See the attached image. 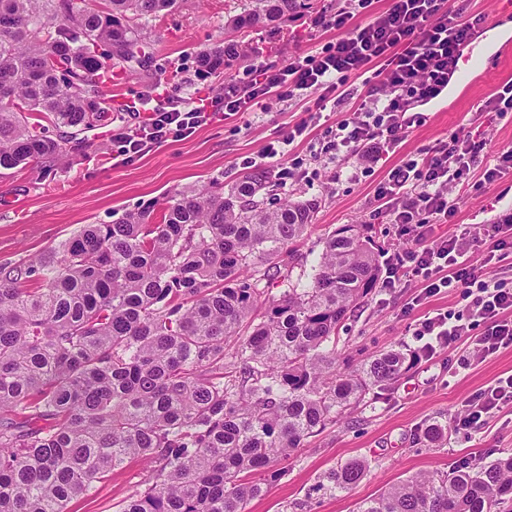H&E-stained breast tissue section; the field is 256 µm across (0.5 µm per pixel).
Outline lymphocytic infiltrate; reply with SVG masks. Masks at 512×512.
<instances>
[{
    "label": "lymphocytic infiltrate",
    "mask_w": 512,
    "mask_h": 512,
    "mask_svg": "<svg viewBox=\"0 0 512 512\" xmlns=\"http://www.w3.org/2000/svg\"><path fill=\"white\" fill-rule=\"evenodd\" d=\"M356 8L334 13L320 12L314 26L340 30L336 41L314 52L295 57L285 68L261 65L250 68L245 82L224 86V112H266L267 102L305 103L309 119L284 131L265 152L272 159L283 155L285 146L304 137L327 106H343L351 80H361L352 117L337 122L324 137L323 150L342 162L354 157L379 158L396 148L410 129L420 124L414 107L438 97L447 88L464 49L477 36L481 15L467 14L465 6H448L447 0H391L385 11L357 21ZM144 120L112 136L113 158L128 163L154 146L183 136L208 124L212 115L205 106L167 94L143 105ZM486 159L484 180L494 183L512 172V150L491 152L489 140L457 130L437 142L426 157L410 159L392 169L380 185V197L389 198V221L403 234H414L415 247L391 255L381 292L391 294L407 276L421 277L423 296L442 290L458 291L464 310L483 322L485 328L474 341V354L464 365L483 361L499 349L512 346V289L489 280L471 261L468 244L455 235H432L433 225L447 223L459 202L456 193L464 175L478 159ZM421 357L458 342L463 325L450 314L425 316L414 331ZM512 402V375L470 399L457 426L469 429L503 403Z\"/></svg>",
    "instance_id": "obj_1"
}]
</instances>
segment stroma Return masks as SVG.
I'll return each instance as SVG.
<instances>
[{"label": "stroma", "instance_id": "stroma-1", "mask_svg": "<svg viewBox=\"0 0 512 512\" xmlns=\"http://www.w3.org/2000/svg\"><path fill=\"white\" fill-rule=\"evenodd\" d=\"M299 20L283 30L256 27L243 33V44L252 53L221 75L196 74L200 51L224 39V23L240 13L244 0H181L171 15L144 25L155 40V55L147 72L115 71L108 86L107 103L112 120L87 133L97 149L69 152L60 163L26 170H0V264H24L73 236L86 224H112L127 212L151 205L162 208L176 192L200 188L215 179L232 183L241 173L244 157H257L281 132L307 120L299 102L272 103L267 114L241 112L224 115L220 102L227 81H240L252 64L273 69L285 67L295 55L335 40V29L316 30L309 20L321 10L336 11L349 0H305ZM512 80V49L499 52L490 68L466 91L457 81L448 85V108L425 112L421 125L411 129L396 151L385 154L357 178L337 175L327 158L316 157L327 127L347 118L346 108L324 111L304 140L295 142L291 157L302 167L277 203L316 200L312 228L301 253L319 249L320 238L344 224H372L378 230L385 255L412 248V237L400 235L387 221L382 201L375 197L390 170L419 157L459 127L484 133L494 148H512V112L485 113L488 99L507 80ZM172 90L214 112L212 122L191 135L153 147L140 158L117 165L112 161V135L135 124L127 105L162 91ZM481 165L472 166L461 187L459 207L448 223L437 225L440 234H456L471 228L483 235L486 228L512 218V175L487 184ZM420 279H412L392 294L375 293L340 328L337 348L355 360L399 346L418 345L414 328L419 318L433 312H458V293H442L421 299ZM467 343H459L419 360L407 369L381 399L368 403L322 433L310 437L285 462V474L270 484L265 496L248 503L246 512H283L290 503L304 512H355L358 504L385 488L418 473L448 472L459 463L479 466L501 453H512V402L505 404L476 430L457 428L454 419L466 401L495 380L512 375V347L500 349L482 363L461 367ZM448 427V443L428 448L412 438L432 422ZM365 457L371 468L350 490L331 494L318 490L320 476L337 463ZM147 477L143 463L134 461L100 483L87 496L71 503L72 512H116L119 504Z\"/></svg>", "mask_w": 512, "mask_h": 512}]
</instances>
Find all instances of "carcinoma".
Segmentation results:
<instances>
[{
  "label": "carcinoma",
  "mask_w": 512,
  "mask_h": 512,
  "mask_svg": "<svg viewBox=\"0 0 512 512\" xmlns=\"http://www.w3.org/2000/svg\"><path fill=\"white\" fill-rule=\"evenodd\" d=\"M247 2L225 28L300 17L298 0ZM177 3L0 0V169L89 150L81 134L110 118L112 70L153 55L131 20ZM245 56L224 40L198 53V73ZM278 189L264 169L216 179L159 216L86 224L24 270L0 266V512H68L132 460L151 469L119 512H246L283 476L277 462L417 361L399 348L338 367L336 335L380 278L375 229L328 232L308 271L298 244L317 203L264 206ZM447 438L439 422L416 434ZM368 471L348 459L320 487L346 491ZM356 512H512V453L409 476Z\"/></svg>",
  "instance_id": "obj_1"
}]
</instances>
